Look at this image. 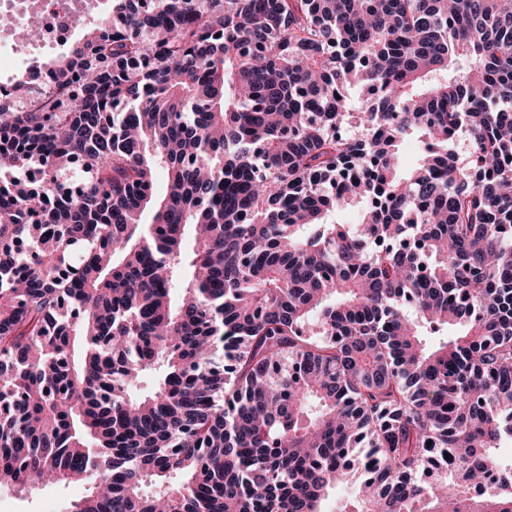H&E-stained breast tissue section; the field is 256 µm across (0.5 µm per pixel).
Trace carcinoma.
Wrapping results in <instances>:
<instances>
[{
	"instance_id": "carcinoma-1",
	"label": "carcinoma",
	"mask_w": 512,
	"mask_h": 512,
	"mask_svg": "<svg viewBox=\"0 0 512 512\" xmlns=\"http://www.w3.org/2000/svg\"><path fill=\"white\" fill-rule=\"evenodd\" d=\"M110 2L0 105V490L512 512V0Z\"/></svg>"
}]
</instances>
